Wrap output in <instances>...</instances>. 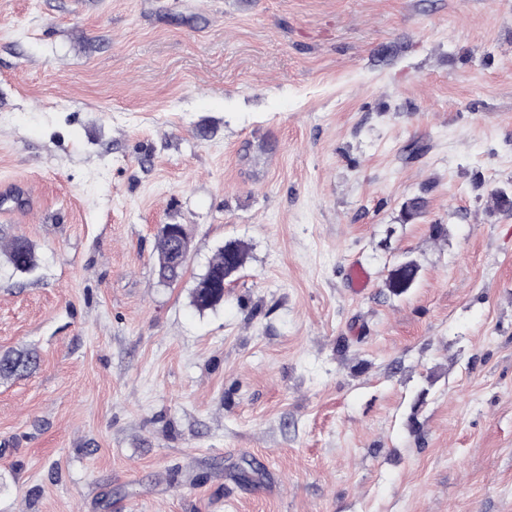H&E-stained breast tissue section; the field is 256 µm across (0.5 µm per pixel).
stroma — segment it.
I'll return each mask as SVG.
<instances>
[{
	"mask_svg": "<svg viewBox=\"0 0 512 512\" xmlns=\"http://www.w3.org/2000/svg\"><path fill=\"white\" fill-rule=\"evenodd\" d=\"M12 185L0 512H512V0H0ZM177 238H182L191 243V238L184 227V225H179V235L178 237L168 235L165 233L164 229L161 230L159 235V242L157 246V256L155 261V271L156 274L161 275L165 279H167V283L171 284L179 280L185 272L186 263L182 265H178L174 263L173 253L176 249ZM5 257L13 269L20 273L33 271L39 261L33 244L21 236H16L9 242ZM248 255V247L244 243L226 242L224 249L218 252L205 273L199 278L192 293V305L197 310L203 311L224 302V267L227 272L229 268L238 272L245 266ZM209 284H212L213 288H208ZM36 364L37 355L32 350L0 355V379L25 376Z\"/></svg>",
	"mask_w": 512,
	"mask_h": 512,
	"instance_id": "1",
	"label": "stroma"
}]
</instances>
